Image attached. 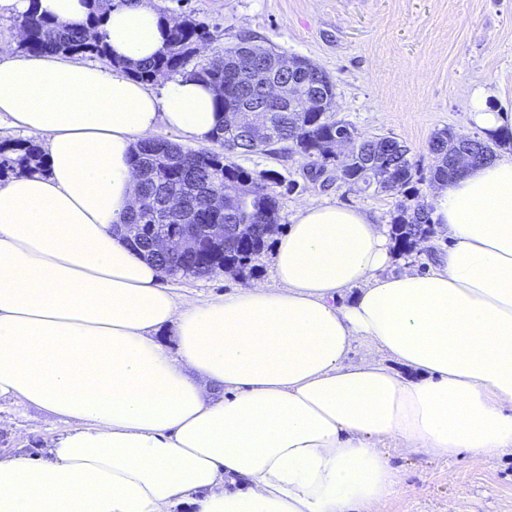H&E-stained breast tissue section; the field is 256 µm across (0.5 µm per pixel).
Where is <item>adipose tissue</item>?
<instances>
[{
  "mask_svg": "<svg viewBox=\"0 0 512 512\" xmlns=\"http://www.w3.org/2000/svg\"><path fill=\"white\" fill-rule=\"evenodd\" d=\"M102 36L140 63L164 27L125 6ZM214 98L0 48V113L47 160L0 181V399L67 425L47 458H0V512H386L394 454L512 448V156L437 186L426 270L390 272L368 213L306 205L271 282L184 302L119 227L134 145L209 139ZM357 342L388 363H348Z\"/></svg>",
  "mask_w": 512,
  "mask_h": 512,
  "instance_id": "ef3b65f1",
  "label": "adipose tissue"
}]
</instances>
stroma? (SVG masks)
<instances>
[{"instance_id":"35a3bbf8","label":"stroma","mask_w":512,"mask_h":512,"mask_svg":"<svg viewBox=\"0 0 512 512\" xmlns=\"http://www.w3.org/2000/svg\"><path fill=\"white\" fill-rule=\"evenodd\" d=\"M157 11L180 7L207 25L206 57L246 38L287 57L306 58L333 78L337 118L365 137L403 141L420 168H430L428 143L448 128L462 137L480 133L468 118L472 90L493 79V100L512 114V0H149ZM239 165L278 174L280 222L305 204H338L390 224L398 196L355 194L308 179L299 156L238 157ZM274 249L266 247L253 277L177 276L163 283L182 300L218 297L270 281ZM66 429L34 408L0 404V455H44ZM403 487L387 512H512V452L474 462L425 454L396 456Z\"/></svg>"}]
</instances>
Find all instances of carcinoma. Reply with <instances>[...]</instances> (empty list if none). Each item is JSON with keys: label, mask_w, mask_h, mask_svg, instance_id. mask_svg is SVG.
<instances>
[{"label": "carcinoma", "mask_w": 512, "mask_h": 512, "mask_svg": "<svg viewBox=\"0 0 512 512\" xmlns=\"http://www.w3.org/2000/svg\"><path fill=\"white\" fill-rule=\"evenodd\" d=\"M37 0H29V9L20 15V47L32 54L62 53L74 57L108 59L101 29L114 8L139 4L144 0H91L85 21L70 28L40 15ZM168 32L162 49L149 62L135 63L128 73L136 79L154 83L172 74L190 76L216 90V108L220 112L240 110L257 103L252 118L267 131L264 146L242 138L236 150L224 152L226 135L231 133L221 121L211 136L212 150L197 151L166 138L138 143L133 149V165L138 173L137 208L125 218L122 233L127 243L153 259L166 276L210 277L221 271L224 263L240 275L253 272L252 262L264 251L267 240L279 229V201L271 188L273 174H251L235 163L241 155L263 153L270 156L297 155L305 160L317 157L321 168L336 165V178L362 192L390 191L402 195L393 218V235L400 252L410 254L418 243L433 232L430 209L406 203L408 185L418 173L410 149L392 136L365 138L349 122L336 118L324 97L335 98L336 85L323 69L304 60L308 69L299 73L291 99H271L268 90L253 80L256 62L235 57L237 45L224 48V56L199 59L210 31L190 15L179 19L163 18ZM351 142L350 153L343 158L324 156V146L338 136ZM472 151L474 165L494 157V143L472 139L467 143L443 129L429 142L436 164L430 169L431 180L443 182L456 174L448 160L461 147ZM41 162L38 146L32 140L0 145V179L33 163ZM249 183L242 196L225 202L224 210L209 208L207 194L211 185L225 180ZM172 197L187 200L191 216L187 223L197 231L211 224H224L232 230L225 242L196 251L183 258H169L155 253L148 236L152 225L161 223L160 212Z\"/></svg>", "instance_id": "carcinoma-1"}]
</instances>
